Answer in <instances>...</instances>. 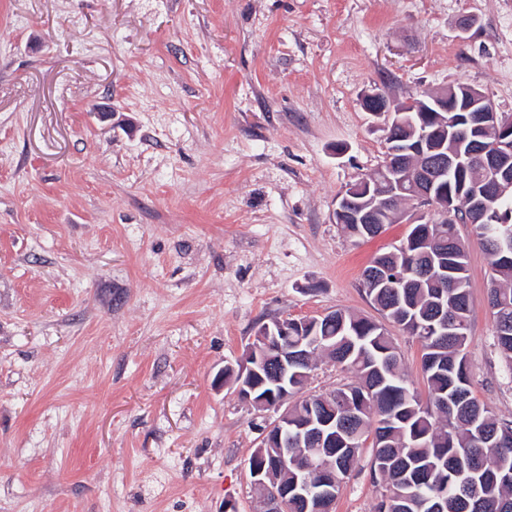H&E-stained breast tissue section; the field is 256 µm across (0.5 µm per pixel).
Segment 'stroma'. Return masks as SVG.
I'll list each match as a JSON object with an SVG mask.
<instances>
[{
    "mask_svg": "<svg viewBox=\"0 0 512 512\" xmlns=\"http://www.w3.org/2000/svg\"><path fill=\"white\" fill-rule=\"evenodd\" d=\"M458 83L512 114V0H0V512H259L267 415L224 365L274 318H378L361 273L408 227L333 220L385 153L361 96ZM457 232L472 389L512 420ZM370 461L334 512H373Z\"/></svg>",
    "mask_w": 512,
    "mask_h": 512,
    "instance_id": "stroma-1",
    "label": "stroma"
}]
</instances>
